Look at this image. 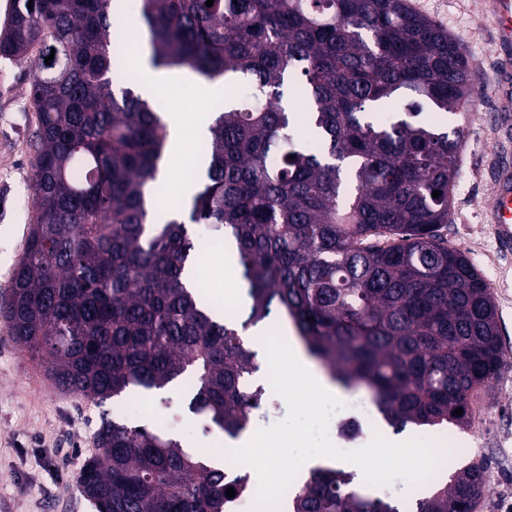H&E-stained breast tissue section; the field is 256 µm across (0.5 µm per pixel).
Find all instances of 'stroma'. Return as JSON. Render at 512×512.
<instances>
[{"instance_id": "35a3bbf8", "label": "stroma", "mask_w": 512, "mask_h": 512, "mask_svg": "<svg viewBox=\"0 0 512 512\" xmlns=\"http://www.w3.org/2000/svg\"><path fill=\"white\" fill-rule=\"evenodd\" d=\"M426 16L448 31L479 72L480 91L469 111L449 116L462 127L460 177L450 221L441 235L470 260L490 286L507 366L471 401L467 426L447 425L458 446L457 464L480 463L486 491L475 512H512V246L497 238L482 215L496 168L512 163V117L501 115L506 89L493 22L484 0H428ZM33 64L0 57V288L21 258L35 217L31 190L34 129ZM180 387L162 397L110 399L96 404L58 389L38 357L14 344L0 317V512H96L71 473L95 455L93 433L101 416L171 428L191 452L220 447L187 409Z\"/></svg>"}]
</instances>
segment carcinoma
<instances>
[{
  "label": "carcinoma",
  "mask_w": 512,
  "mask_h": 512,
  "mask_svg": "<svg viewBox=\"0 0 512 512\" xmlns=\"http://www.w3.org/2000/svg\"><path fill=\"white\" fill-rule=\"evenodd\" d=\"M206 2L142 0L149 61L249 92L209 127L188 221L152 224L149 185L169 134L113 74L112 0H12L0 57L36 69V214L0 305L10 338L56 385L99 404L180 383L189 409L237 440L266 402L243 331L279 312L334 382L371 392L390 426L467 424L505 355L488 284L438 234L462 129L416 117L462 111L476 69L407 0ZM291 86L307 99L302 116L285 100ZM300 120L316 149L295 139ZM189 222L210 235H191ZM206 243L235 259L243 321L199 290L192 264ZM94 439L100 453L77 489L103 512H232L226 489H249L218 455L159 429L103 416ZM485 491L472 464L404 507L319 467L288 509L473 512Z\"/></svg>",
  "instance_id": "cac0c4a2"
}]
</instances>
